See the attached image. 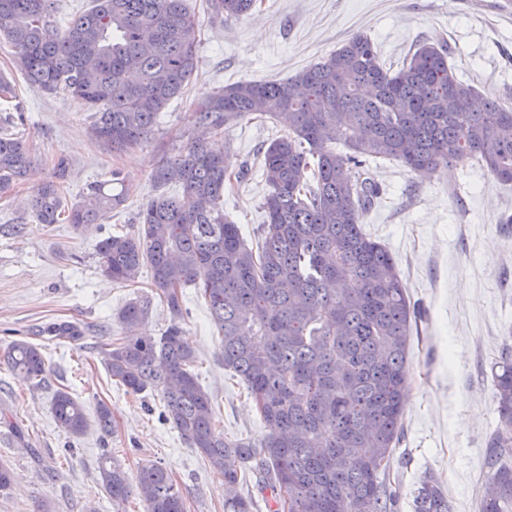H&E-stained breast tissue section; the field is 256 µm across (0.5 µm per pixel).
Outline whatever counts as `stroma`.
<instances>
[{
  "label": "stroma",
  "mask_w": 512,
  "mask_h": 512,
  "mask_svg": "<svg viewBox=\"0 0 512 512\" xmlns=\"http://www.w3.org/2000/svg\"><path fill=\"white\" fill-rule=\"evenodd\" d=\"M199 19L190 40L198 69L182 97L161 113L152 136L114 153L90 134V113L65 93L31 86L0 36V74L16 98L0 100V115L23 112L15 131L36 160L35 178L53 175L58 157L70 162L62 185L67 200L86 185L120 170L130 192L125 204L98 224H40L29 217L31 183L0 195V342L31 335L63 320L88 328L82 347L43 342L50 367L34 387L0 364V459L12 485L0 494V512H144L137 497L112 504L97 467L112 452L128 474L141 462L160 463L181 487L190 512H224V478L162 417L160 395L125 393L109 376L100 342L130 335L158 336L170 321L153 298L149 275L126 286L104 276L96 244L109 234H134L142 206L154 194L152 173L162 157L189 142L194 102L240 81L284 80L336 51L353 35H367L381 63L398 69L423 42L447 43L458 77L480 93L512 103V4L504 0H257L241 19L213 16L209 0H187ZM271 118L225 125L212 138L248 174L225 189L220 207L254 242L265 220L268 192L259 151L283 134ZM382 192L364 230L383 242L396 261L420 320L409 351L410 387L404 432L390 478L400 483L397 512H414L425 472H432L454 512H477L488 476L487 441L498 429L492 367L512 335V184L498 181L464 157L422 179L397 161L373 164ZM28 220L21 233L11 223ZM183 339L195 356L193 371L213 398L215 423L225 437L260 441L268 432L243 383L225 371L220 337L197 288L183 290ZM150 298V311L134 329L118 315L130 301ZM67 390L95 415L112 409L114 428H90L72 438L51 414L57 390Z\"/></svg>",
  "instance_id": "1"
}]
</instances>
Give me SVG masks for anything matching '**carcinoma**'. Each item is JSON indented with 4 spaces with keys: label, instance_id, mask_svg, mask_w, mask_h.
Returning a JSON list of instances; mask_svg holds the SVG:
<instances>
[{
    "label": "carcinoma",
    "instance_id": "1",
    "mask_svg": "<svg viewBox=\"0 0 512 512\" xmlns=\"http://www.w3.org/2000/svg\"><path fill=\"white\" fill-rule=\"evenodd\" d=\"M255 0H211L216 15H247ZM196 18L186 0H91L61 25L53 0H0V34L12 45L29 83L45 93L68 91L92 112L91 132L114 152L148 139L159 114L182 95L196 69L187 40ZM445 44L422 43L394 73L371 40L356 34L335 52L287 80L241 81L193 104L195 136L155 169L156 194L138 213L137 234L98 242L101 272L134 285L143 269L171 323L159 336L103 345L106 369L126 392L160 393L166 420L224 476V512H253L239 491L256 464L270 492L268 512H396L400 485L389 478L403 433L408 354L418 311L386 248L363 230L380 188L365 160H395L426 176L441 163L474 158L512 184V106L489 98L474 110L476 88L449 64ZM253 115L284 117L287 133L263 152L269 192L255 245L219 207L231 182L230 158L209 149L224 125ZM0 116V194L31 175L34 159ZM348 142L349 153L336 150ZM69 163L37 187L32 212L41 224L60 216L76 230L103 220L127 200L118 170L91 183L70 203L60 192ZM181 192L169 195L170 182ZM204 298L220 339L224 370L254 399L269 433L258 443L217 429L211 395L190 370L182 342L183 288ZM150 299L128 303L119 322L134 327ZM42 333L77 342V323ZM11 372L37 386L48 367L41 347L17 339L0 350ZM499 429L488 440L480 512H512V355L492 373ZM73 438L88 430L83 404L68 391L51 405ZM99 483L112 502L136 494L145 512H188L182 490L162 466L145 462L131 478L106 452ZM415 512H452L430 472Z\"/></svg>",
    "mask_w": 512,
    "mask_h": 512
}]
</instances>
